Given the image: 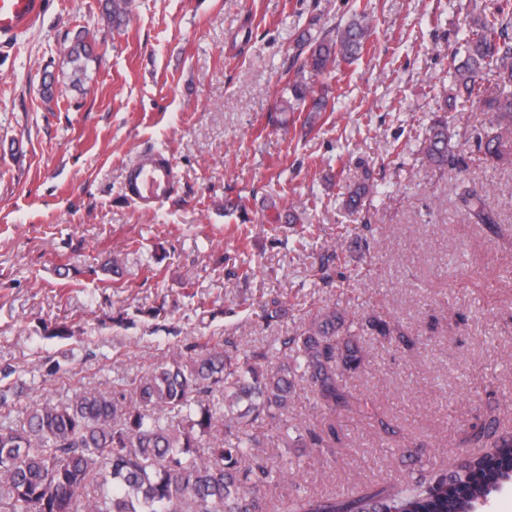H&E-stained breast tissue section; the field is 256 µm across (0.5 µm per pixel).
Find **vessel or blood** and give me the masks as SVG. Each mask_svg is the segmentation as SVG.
Masks as SVG:
<instances>
[{"label":"vessel or blood","instance_id":"obj_1","mask_svg":"<svg viewBox=\"0 0 512 512\" xmlns=\"http://www.w3.org/2000/svg\"><path fill=\"white\" fill-rule=\"evenodd\" d=\"M46 9V0H0V44L13 41L27 30ZM178 182L176 169L159 151L140 154L128 167L124 190L144 210H151L173 193Z\"/></svg>","mask_w":512,"mask_h":512}]
</instances>
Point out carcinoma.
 I'll return each instance as SVG.
<instances>
[{"label": "carcinoma", "instance_id": "1", "mask_svg": "<svg viewBox=\"0 0 512 512\" xmlns=\"http://www.w3.org/2000/svg\"><path fill=\"white\" fill-rule=\"evenodd\" d=\"M107 15L119 25L132 0H108ZM466 32L449 58L443 111L464 98L491 113L478 137L485 160L512 155V12L465 5ZM367 5L358 3L345 24L321 36L302 35L306 54L288 78V90L308 112H324L328 101L305 81V73H329L340 62L361 57L372 36ZM86 44L67 51L74 73L84 71ZM448 120L437 116L420 153L445 172L460 163ZM377 193L370 175L346 192L345 205L363 210ZM462 204L477 224L495 223L482 197L467 191ZM286 315L273 298L259 317ZM369 325L391 342L404 338L381 318ZM359 320L327 307L295 336L277 339L267 351L219 348L197 338L192 353L154 366L130 389H81L65 403L47 402L27 412L20 425H0V506L11 512H263L261 491L278 487L285 475L255 457L260 438L288 443V409L295 381L306 382L330 409L348 403L336 368H360L363 352L354 341ZM265 360L266 368L257 365ZM512 483V437L472 456L438 481L413 484L340 502L299 493L281 494L273 512H475L480 500Z\"/></svg>", "mask_w": 512, "mask_h": 512}]
</instances>
